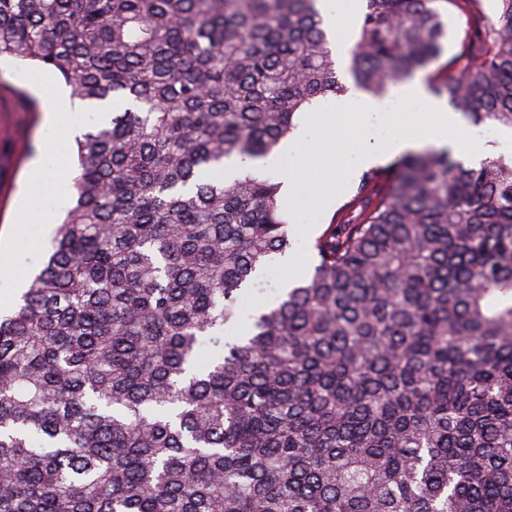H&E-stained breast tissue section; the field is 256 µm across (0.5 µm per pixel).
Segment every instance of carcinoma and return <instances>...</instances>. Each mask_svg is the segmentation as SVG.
<instances>
[{
	"mask_svg": "<svg viewBox=\"0 0 512 512\" xmlns=\"http://www.w3.org/2000/svg\"><path fill=\"white\" fill-rule=\"evenodd\" d=\"M452 0H365L348 74L440 60ZM431 85L512 131V0ZM0 58L110 100L43 268L0 313V512H512V156L363 172L293 251L275 153L346 91L318 0H0Z\"/></svg>",
	"mask_w": 512,
	"mask_h": 512,
	"instance_id": "1",
	"label": "carcinoma"
}]
</instances>
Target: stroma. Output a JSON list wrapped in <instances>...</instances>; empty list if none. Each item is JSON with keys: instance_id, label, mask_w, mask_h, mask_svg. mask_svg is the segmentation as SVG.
Segmentation results:
<instances>
[{"instance_id": "35a3bbf8", "label": "stroma", "mask_w": 512, "mask_h": 512, "mask_svg": "<svg viewBox=\"0 0 512 512\" xmlns=\"http://www.w3.org/2000/svg\"><path fill=\"white\" fill-rule=\"evenodd\" d=\"M494 0H456L448 7V39L445 59L466 57L476 29L492 18ZM31 69L5 62L0 64V252H8V259H0V308H11L19 299L32 275L43 266L51 247L52 236L47 224H59L63 210L70 202L69 195L60 193L54 180H46L39 194L26 195V179L30 164L37 155L40 143H47L57 156L71 160L74 138L44 141L42 112H31L18 99L17 90L26 88ZM308 146L291 160L298 171L293 204L292 235L295 251L309 255V246L327 224L340 219L349 224L358 223L363 200L357 199V185L364 171L356 166L350 178L340 179L339 195L331 202H322L324 192L320 173L303 166L302 156ZM27 213L29 223L18 224L19 213Z\"/></svg>"}]
</instances>
